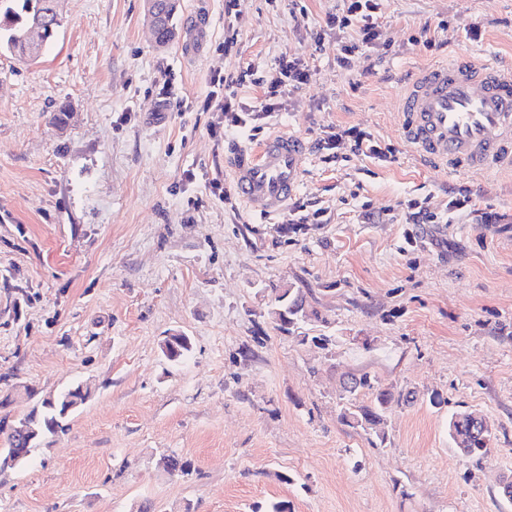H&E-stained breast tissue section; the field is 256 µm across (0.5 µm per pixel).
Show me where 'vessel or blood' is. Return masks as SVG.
<instances>
[{
    "instance_id": "vessel-or-blood-1",
    "label": "vessel or blood",
    "mask_w": 512,
    "mask_h": 512,
    "mask_svg": "<svg viewBox=\"0 0 512 512\" xmlns=\"http://www.w3.org/2000/svg\"><path fill=\"white\" fill-rule=\"evenodd\" d=\"M399 121L423 166L451 174H512V66L451 53L408 78ZM305 156L304 142L288 135L237 154L236 190L253 214L269 217L287 206Z\"/></svg>"
}]
</instances>
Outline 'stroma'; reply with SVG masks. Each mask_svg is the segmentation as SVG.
Listing matches in <instances>:
<instances>
[{"label": "stroma", "instance_id": "35a3bbf8", "mask_svg": "<svg viewBox=\"0 0 512 512\" xmlns=\"http://www.w3.org/2000/svg\"><path fill=\"white\" fill-rule=\"evenodd\" d=\"M378 3L379 37L346 68L357 30L326 26L346 0H179L164 46L147 0H58L37 61L0 51V396L93 388L64 434L0 471V512H512V175L424 168L396 104L451 50L512 60V0ZM285 52L309 77L280 111L249 82L245 125L205 110L211 75H264ZM280 133L308 156L262 220L230 160ZM284 286L320 314L290 335L268 314ZM176 331L193 344L179 363L160 351ZM363 373L396 395L383 441L340 417ZM465 410L490 430L478 461L448 436ZM171 452L188 475L162 469Z\"/></svg>", "mask_w": 512, "mask_h": 512}]
</instances>
